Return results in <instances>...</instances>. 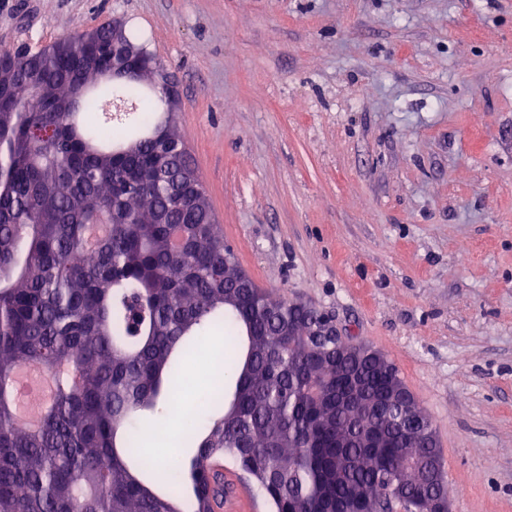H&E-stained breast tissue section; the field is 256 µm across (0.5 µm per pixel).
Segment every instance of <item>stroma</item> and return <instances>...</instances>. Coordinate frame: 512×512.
I'll use <instances>...</instances> for the list:
<instances>
[{
  "label": "stroma",
  "instance_id": "stroma-1",
  "mask_svg": "<svg viewBox=\"0 0 512 512\" xmlns=\"http://www.w3.org/2000/svg\"><path fill=\"white\" fill-rule=\"evenodd\" d=\"M115 18L240 267L394 362L452 512H512V0H0V48ZM151 70L153 72L157 71V80H156L157 85L156 86L163 92L166 103H167L165 112L168 113V117L165 118L163 123L168 122V125L165 128H163L155 137V141L157 142L159 147L164 150V149H169V144H168V141L166 140V133L169 130H171V127H173L170 120H171V112L173 109V105H174V102L176 99L177 92H176V87L174 86L173 82L169 79V77L166 75V73H164L162 66L152 67Z\"/></svg>",
  "mask_w": 512,
  "mask_h": 512
}]
</instances>
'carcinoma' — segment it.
Returning a JSON list of instances; mask_svg holds the SVG:
<instances>
[{
    "label": "carcinoma",
    "instance_id": "1",
    "mask_svg": "<svg viewBox=\"0 0 512 512\" xmlns=\"http://www.w3.org/2000/svg\"><path fill=\"white\" fill-rule=\"evenodd\" d=\"M4 56L0 86L15 93L0 98V512H214L224 457L272 512H425L448 491L445 469L431 480L420 466L429 415L394 407L392 361L313 345L303 327L317 309L224 279L234 251L209 201L193 202L187 147L164 157L167 187L152 188L162 97L139 68L98 73L108 59L80 36ZM120 99L135 101L137 132L110 138L97 114ZM114 192L135 223L89 248ZM218 331L229 362L180 419L193 455L141 470L130 448L144 414L173 415L182 361ZM23 366L57 384L36 426L19 423L10 395ZM352 374L390 419L382 448L360 447L365 422L337 401Z\"/></svg>",
    "mask_w": 512,
    "mask_h": 512
}]
</instances>
